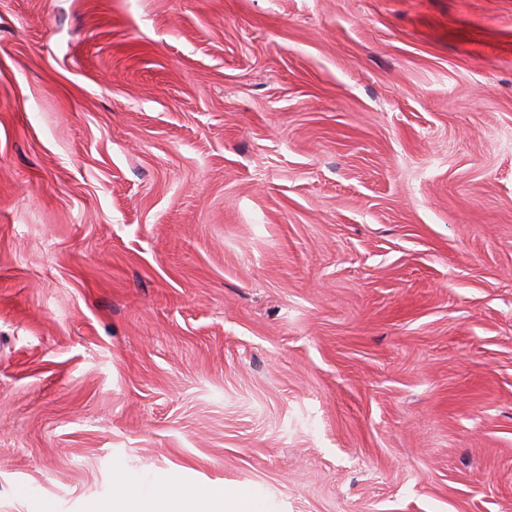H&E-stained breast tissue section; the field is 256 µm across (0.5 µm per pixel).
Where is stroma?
I'll return each instance as SVG.
<instances>
[{
    "label": "stroma",
    "mask_w": 512,
    "mask_h": 512,
    "mask_svg": "<svg viewBox=\"0 0 512 512\" xmlns=\"http://www.w3.org/2000/svg\"><path fill=\"white\" fill-rule=\"evenodd\" d=\"M119 472L512 512V0H0V512Z\"/></svg>",
    "instance_id": "stroma-1"
}]
</instances>
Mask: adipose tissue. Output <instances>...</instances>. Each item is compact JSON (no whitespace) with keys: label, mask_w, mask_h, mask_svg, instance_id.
Here are the masks:
<instances>
[{"label":"adipose tissue","mask_w":512,"mask_h":512,"mask_svg":"<svg viewBox=\"0 0 512 512\" xmlns=\"http://www.w3.org/2000/svg\"><path fill=\"white\" fill-rule=\"evenodd\" d=\"M112 512H261L254 491L222 483L192 489L159 481L142 487L117 477Z\"/></svg>","instance_id":"obj_1"}]
</instances>
